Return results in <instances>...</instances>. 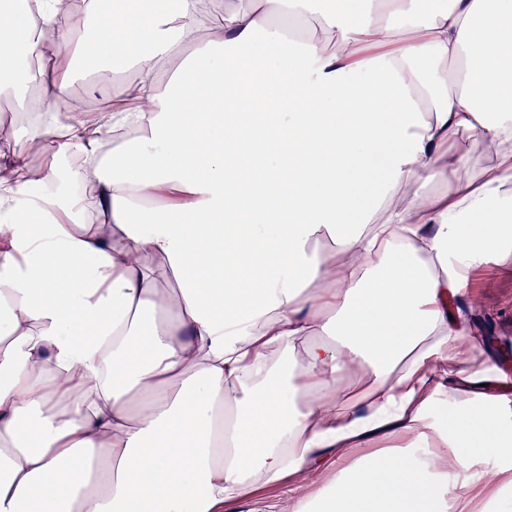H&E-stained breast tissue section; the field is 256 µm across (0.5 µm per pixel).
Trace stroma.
Listing matches in <instances>:
<instances>
[{"instance_id": "1", "label": "stroma", "mask_w": 512, "mask_h": 512, "mask_svg": "<svg viewBox=\"0 0 512 512\" xmlns=\"http://www.w3.org/2000/svg\"><path fill=\"white\" fill-rule=\"evenodd\" d=\"M448 312L469 324L473 333L461 337L457 372L437 369L427 380L425 422L431 438L447 434L457 407L492 414L502 430L512 432V258L473 266L467 286L448 300ZM400 448L413 465L428 461L429 450L413 437L385 433L350 448L326 453L303 472L277 483L258 485L259 495L272 500L290 496L296 487L320 489L356 461ZM443 487L449 503L464 499L469 512H502L512 503V453L485 455L474 447L459 448Z\"/></svg>"}]
</instances>
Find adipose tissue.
<instances>
[{"mask_svg": "<svg viewBox=\"0 0 512 512\" xmlns=\"http://www.w3.org/2000/svg\"><path fill=\"white\" fill-rule=\"evenodd\" d=\"M199 2L38 0L35 23L0 0V98L37 86L52 112L119 62L101 133L139 129L39 196L29 143L82 153L75 125L20 128L0 159V512H225L359 437H423L428 375L470 333L448 299L512 241V0ZM42 22L71 55L48 81L20 63ZM355 365L369 386L333 402ZM449 432L424 468L361 460L250 512H390L381 480L445 512L449 449L512 450L484 411Z\"/></svg>", "mask_w": 512, "mask_h": 512, "instance_id": "1", "label": "adipose tissue"}]
</instances>
